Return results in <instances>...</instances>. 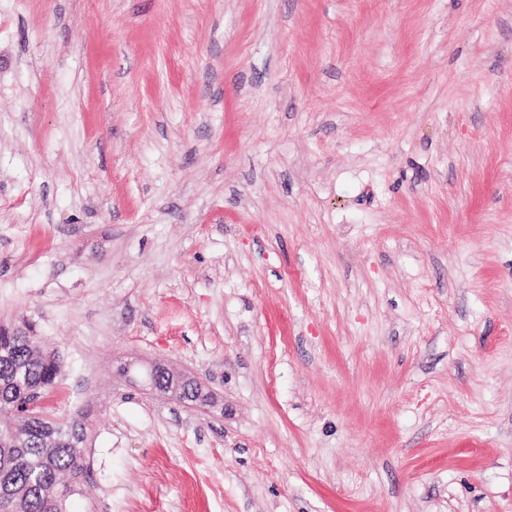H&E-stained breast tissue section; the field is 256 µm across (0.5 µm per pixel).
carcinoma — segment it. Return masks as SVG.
I'll list each match as a JSON object with an SVG mask.
<instances>
[{
  "label": "carcinoma",
  "instance_id": "1",
  "mask_svg": "<svg viewBox=\"0 0 512 512\" xmlns=\"http://www.w3.org/2000/svg\"><path fill=\"white\" fill-rule=\"evenodd\" d=\"M61 368L28 321L0 326V512H66L81 489L85 422L46 403Z\"/></svg>",
  "mask_w": 512,
  "mask_h": 512
}]
</instances>
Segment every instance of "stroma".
Returning <instances> with one entry per match:
<instances>
[{"label": "stroma", "mask_w": 512, "mask_h": 512, "mask_svg": "<svg viewBox=\"0 0 512 512\" xmlns=\"http://www.w3.org/2000/svg\"><path fill=\"white\" fill-rule=\"evenodd\" d=\"M20 318L67 512H512V0H0ZM148 369L151 373V379L150 381H147L154 389L158 391L164 392V390H172L175 395L181 396L180 398H184L185 391L199 393L203 389L201 383L196 378L178 371L169 365L155 363ZM160 374H163L165 377L170 379L169 386H162L159 384L158 376Z\"/></svg>", "instance_id": "stroma-1"}]
</instances>
